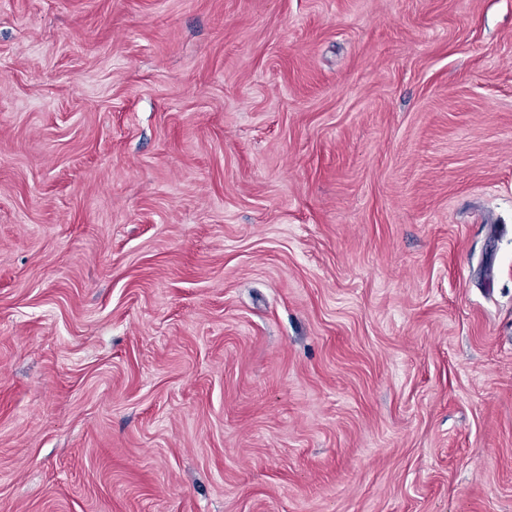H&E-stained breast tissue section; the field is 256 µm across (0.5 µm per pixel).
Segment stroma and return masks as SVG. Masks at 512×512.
I'll use <instances>...</instances> for the list:
<instances>
[{
	"mask_svg": "<svg viewBox=\"0 0 512 512\" xmlns=\"http://www.w3.org/2000/svg\"><path fill=\"white\" fill-rule=\"evenodd\" d=\"M0 512H512V0H0Z\"/></svg>",
	"mask_w": 512,
	"mask_h": 512,
	"instance_id": "obj_1",
	"label": "stroma"
}]
</instances>
